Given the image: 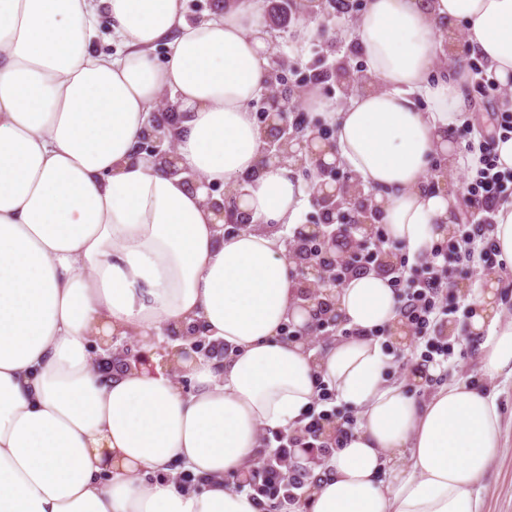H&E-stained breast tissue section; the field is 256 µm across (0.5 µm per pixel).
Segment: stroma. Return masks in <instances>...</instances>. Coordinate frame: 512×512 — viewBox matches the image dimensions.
Returning a JSON list of instances; mask_svg holds the SVG:
<instances>
[{"instance_id":"stroma-1","label":"stroma","mask_w":512,"mask_h":512,"mask_svg":"<svg viewBox=\"0 0 512 512\" xmlns=\"http://www.w3.org/2000/svg\"><path fill=\"white\" fill-rule=\"evenodd\" d=\"M355 18L354 12L328 7L325 20L327 35H313L300 50L293 47L299 17L289 16L283 25L269 23L272 55L286 60L294 69L288 77L289 84L293 86L292 105H300L302 95L307 91L334 101L339 100L335 71L341 63L357 75L356 90L365 88L366 83L362 79L365 64L350 40L356 24ZM466 92L471 100V124L483 122L488 113L512 110V95L504 90L482 88L471 81L466 86ZM470 126L456 130L455 138L459 146L473 142L474 135ZM462 269L461 280L448 288V296L456 303L458 310L448 318V325L453 328L454 335L449 339L453 353L447 363L439 367L435 377L429 378L427 388L417 387L413 376L421 368L423 344L413 337L405 341L391 337L387 340L392 350L389 374L393 380L402 383L407 392L419 398L436 392L443 384L461 379L498 392L502 413L500 447L481 484L480 495L484 512H512V381L490 379L482 374L477 349L465 331L475 309V287L483 282L486 274L478 261L463 263Z\"/></svg>"}]
</instances>
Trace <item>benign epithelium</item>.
<instances>
[{
  "label": "benign epithelium",
  "instance_id": "benign-epithelium-1",
  "mask_svg": "<svg viewBox=\"0 0 512 512\" xmlns=\"http://www.w3.org/2000/svg\"><path fill=\"white\" fill-rule=\"evenodd\" d=\"M290 95L288 84L282 78H272L269 92L260 108V131L262 152L267 158L292 157L300 162L313 154L311 140L304 139L307 119L302 113L288 108ZM168 113L155 112L151 123L142 133L139 150L170 162L174 149L163 151L160 146L167 139ZM322 175L329 177L331 189L320 185L312 197L319 219L314 224H303L295 232L290 245V259L299 273L302 298L306 306H316L312 311L314 322L297 329L298 335L334 327L337 323L332 295L342 284L335 270L359 247L374 242L376 227L380 223V210L373 203L370 192L362 187L350 190L352 176H340L336 167L325 166ZM210 207L224 218V223L239 229L251 226L250 217L237 208L234 192L224 190L220 198H209ZM182 338L190 341V349L183 351L189 356L203 351L205 338L200 336V327L193 325ZM125 369L141 367L151 363L150 354L143 350L123 351Z\"/></svg>",
  "mask_w": 512,
  "mask_h": 512
}]
</instances>
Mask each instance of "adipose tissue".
<instances>
[{"instance_id": "ef3b65f1", "label": "adipose tissue", "mask_w": 512, "mask_h": 512, "mask_svg": "<svg viewBox=\"0 0 512 512\" xmlns=\"http://www.w3.org/2000/svg\"><path fill=\"white\" fill-rule=\"evenodd\" d=\"M101 15L119 55L96 45ZM457 21L512 84V0H367L352 38L375 83L341 107L305 97L333 146L301 168L261 155L263 0L193 23L184 0H0V512H262L227 479L262 452L261 431L301 422L322 383L358 423L296 512H482L497 396L458 381L420 401L389 382L374 335L401 319L389 276L335 289L351 336L317 350L282 336L311 319L281 235L321 165L372 192L410 262L452 235L456 196L429 172L454 163L470 110L438 38ZM164 97L170 167L137 150ZM215 187L240 189L252 229L224 234ZM498 288L479 289L469 333L484 375L512 379ZM194 323L226 355L114 370L113 337L150 346Z\"/></svg>"}]
</instances>
